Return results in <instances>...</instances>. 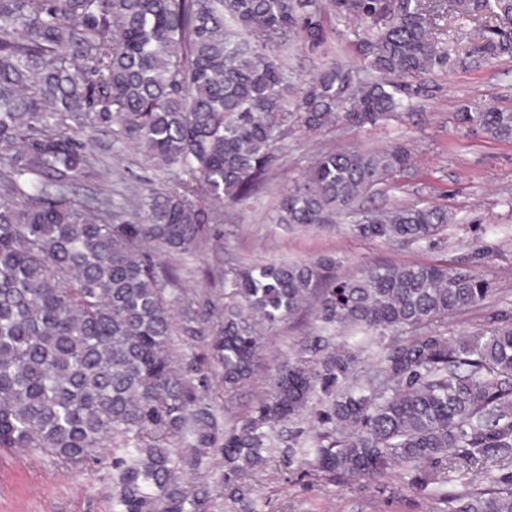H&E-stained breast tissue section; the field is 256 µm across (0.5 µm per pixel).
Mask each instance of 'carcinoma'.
I'll use <instances>...</instances> for the list:
<instances>
[{
  "label": "carcinoma",
  "mask_w": 512,
  "mask_h": 512,
  "mask_svg": "<svg viewBox=\"0 0 512 512\" xmlns=\"http://www.w3.org/2000/svg\"><path fill=\"white\" fill-rule=\"evenodd\" d=\"M484 15L489 59L512 58V0H0V448L80 465L112 451V512H213L246 506L251 477L296 459L327 478L381 491L399 469L427 512H512V313L472 336L406 329L483 301L466 261L374 264L326 273L332 257L224 272V310L177 293L160 255L224 236L238 204L278 166L291 133L363 127L409 108L407 77L446 69L428 15ZM331 15L363 25L357 55L373 76L322 50ZM301 42L312 72L288 86L281 57ZM455 121L512 142V111L464 109ZM97 134L174 174L129 199L119 221L112 165ZM411 153H321L278 201V223L336 222L410 169ZM91 189L77 196L78 184ZM448 209L368 213L362 239L434 244ZM310 308L320 328L271 373L247 414L222 425L205 363L229 395L261 367L265 336ZM215 320L207 353L173 344ZM390 342L358 377V349L334 330ZM223 469L214 485L181 470ZM461 486L448 490L450 474Z\"/></svg>",
  "instance_id": "cac0c4a2"
}]
</instances>
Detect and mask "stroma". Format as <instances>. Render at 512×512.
<instances>
[{"label": "stroma", "instance_id": "1", "mask_svg": "<svg viewBox=\"0 0 512 512\" xmlns=\"http://www.w3.org/2000/svg\"><path fill=\"white\" fill-rule=\"evenodd\" d=\"M487 30L483 22L459 13L439 23L438 39L452 60L444 72L420 78L408 113L361 130L337 127L327 135L288 139V158L265 187L242 204L225 209L224 236L194 253L164 257L178 273L177 285L192 293L224 301V271L273 260L313 261L335 256L336 274H357L371 263H441L477 257L478 271L492 291L479 305L449 316L440 331L465 336L483 327L498 310L512 311V142L458 128L454 115L466 106L492 105L512 110V59L487 61L478 51ZM407 146L413 167L394 187L363 197L362 210L412 204H444L448 228L444 243L399 244L364 240L350 231V218L335 224L302 228L276 220L280 191L300 179L323 151H384ZM95 153L112 164L114 200L145 185L164 189L171 173L147 163L131 149L101 138ZM315 322H286L265 339L263 361L275 368L309 335ZM112 456L73 466L51 456L13 449L0 455V512H112ZM255 512H425L423 501L387 497L365 481L337 483L311 474L306 465L270 466L252 480Z\"/></svg>", "mask_w": 512, "mask_h": 512}]
</instances>
